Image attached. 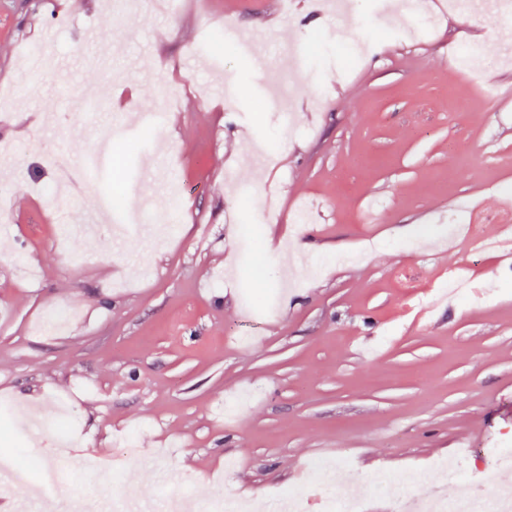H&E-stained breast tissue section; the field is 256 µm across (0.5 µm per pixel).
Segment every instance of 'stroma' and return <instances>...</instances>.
<instances>
[{"label": "stroma", "instance_id": "obj_1", "mask_svg": "<svg viewBox=\"0 0 512 512\" xmlns=\"http://www.w3.org/2000/svg\"><path fill=\"white\" fill-rule=\"evenodd\" d=\"M191 0L165 12L133 0H0V458L20 457L40 483L59 457L73 498L142 496L157 507L186 489L264 500L299 490L326 512L309 463L348 464L341 494L363 512L393 495L424 497L439 463L482 460L512 438V291L498 274L512 253H475L449 238L450 213L488 236L512 230V59L501 60L499 13L445 14L416 40L381 31L391 0H352L351 29L369 50L324 44L288 66L285 40L326 34L325 0ZM265 31L266 74L300 91L292 120L272 109L257 63L235 50L212 62L208 35ZM98 30L85 45L79 33ZM56 32L39 40L43 28ZM46 61L26 90L30 55ZM96 108L76 109L88 89ZM164 110L160 184L126 159L140 112ZM112 140L127 191L182 197L183 219L150 242L89 243L46 202L72 158ZM310 211L297 225L298 208ZM433 225L439 238L421 237ZM268 271L255 278L257 256ZM467 272L470 296L421 305ZM73 319L61 333L52 310ZM421 473L385 493L372 477Z\"/></svg>", "mask_w": 512, "mask_h": 512}]
</instances>
